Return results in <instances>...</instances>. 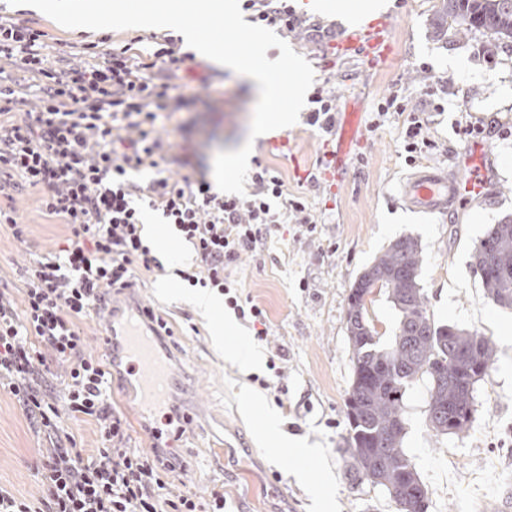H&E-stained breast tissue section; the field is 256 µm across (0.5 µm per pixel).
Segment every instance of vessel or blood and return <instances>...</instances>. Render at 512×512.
Here are the masks:
<instances>
[{
    "label": "vessel or blood",
    "mask_w": 512,
    "mask_h": 512,
    "mask_svg": "<svg viewBox=\"0 0 512 512\" xmlns=\"http://www.w3.org/2000/svg\"><path fill=\"white\" fill-rule=\"evenodd\" d=\"M388 19L382 18L367 27L343 34L342 48L373 61H383L391 53ZM361 133V113L351 107L342 112L336 123V155L331 178L345 175V161ZM498 192V180L491 155L484 141L476 139L455 160L454 176L423 171L410 177L405 189L409 208L417 212L443 213L451 207L467 208ZM112 355L126 361L131 374L145 387L147 399L158 405L168 397L174 372L156 354L147 332L133 315L114 318L110 326Z\"/></svg>",
    "instance_id": "b4317fda"
}]
</instances>
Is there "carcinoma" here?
<instances>
[{
  "instance_id": "1",
  "label": "carcinoma",
  "mask_w": 512,
  "mask_h": 512,
  "mask_svg": "<svg viewBox=\"0 0 512 512\" xmlns=\"http://www.w3.org/2000/svg\"><path fill=\"white\" fill-rule=\"evenodd\" d=\"M512 39V0H441L434 32L448 21ZM474 273L494 304L512 309V220L494 224L475 246ZM418 241L390 244L354 281L346 309L353 376L345 402L347 451L361 481L381 488L396 512H428L427 490L404 448V398L420 378L430 382L427 420L438 435L466 432L473 419L475 385L488 374L494 350L488 338L428 315L419 277ZM384 292L399 314L398 333L379 346L366 298Z\"/></svg>"
}]
</instances>
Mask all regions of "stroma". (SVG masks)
I'll return each mask as SVG.
<instances>
[{
	"label": "stroma",
	"mask_w": 512,
	"mask_h": 512,
	"mask_svg": "<svg viewBox=\"0 0 512 512\" xmlns=\"http://www.w3.org/2000/svg\"><path fill=\"white\" fill-rule=\"evenodd\" d=\"M291 0L299 18L277 35L302 55L314 71L313 90L331 95L337 111L354 104L362 111V144L341 182L327 181L322 161L333 135L299 116L295 125L268 138L250 139L256 86L231 69L197 58L185 61L181 82L195 89L194 104L177 113L185 129L163 165L172 179L212 173L218 152L251 144V159L261 162L284 183L289 195L303 198L307 223L283 224L260 254H245L232 272L268 316L266 342L229 309L220 318L202 317L189 297L191 286L176 274L172 252L188 242L172 235L170 250H159L163 270L141 273L130 292L114 303L136 297L166 322L160 343L181 372V385L168 407L142 405L134 376L116 370L114 404L130 425L132 446L150 450L152 428L176 406L191 422L174 449L181 468L174 480L203 492L224 489L229 512H395L382 490L349 476L345 401L352 378L345 315L355 279L395 240L410 236L422 248L420 285L429 314L489 338L495 361L474 391V418L460 435H439L427 421L428 389L418 381L406 393L404 448L428 490V512H506L512 505V311L491 303L472 269V251L492 224L512 218V41L484 30L465 31L448 23L432 36L430 21L439 0H391L388 60L371 62L344 55L334 42L344 31L336 19V0L306 9ZM0 18L45 32L51 68L77 64L86 48L102 39L130 46L134 55L152 53L167 32L65 29L40 12L0 0ZM444 80L443 109L433 112L423 89ZM410 95L413 108L426 111L427 131L435 150L416 162L405 160L401 122L388 117L378 130L369 123L385 96ZM482 127V139L498 170L500 188L471 208L423 215L402 200L408 177L420 170L454 173V158L467 145L465 123ZM194 154L184 165L185 154ZM17 220L26 224L25 240L0 230V282L22 287L29 262L54 251L69 230L48 217L37 189H12ZM244 341L255 362L242 366L228 359L227 348ZM281 367L274 375L269 362ZM277 379L285 395L260 379ZM259 400L247 407L244 394ZM276 428L261 430L267 417ZM40 442L13 396L0 390V488L37 500L35 474ZM315 449L316 459L302 460L298 447ZM456 466H449V455Z\"/></svg>",
	"instance_id": "stroma-1"
}]
</instances>
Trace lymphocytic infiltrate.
Wrapping results in <instances>:
<instances>
[{
  "instance_id": "f902f5d3",
  "label": "lymphocytic infiltrate",
  "mask_w": 512,
  "mask_h": 512,
  "mask_svg": "<svg viewBox=\"0 0 512 512\" xmlns=\"http://www.w3.org/2000/svg\"><path fill=\"white\" fill-rule=\"evenodd\" d=\"M43 37L27 25L0 22V61L39 81L38 106L19 122L0 124V167L40 190L45 213L70 231L58 252L26 268L20 298L0 290V387L49 442L35 466L40 499L0 489V512H224L223 490L171 487L175 465L163 449L183 434L188 416L172 412L166 428H153L152 452L129 448L128 424L112 407L111 369L86 352L80 325L109 291L131 287L136 273L162 269L144 242L148 207L196 251L195 270L180 271V278L218 290L225 307L266 340L265 310L228 269L243 253L266 250L276 225L301 223L306 205L288 197L283 181L263 166L243 196L220 193L203 178L134 183L132 171L159 168L173 147L157 136L158 120L196 100L182 84L156 75L160 68L179 71L184 57L165 46L144 62L128 47L105 46L58 72L47 65ZM390 114L402 120L408 162L435 149L407 96L395 91L379 103L373 128ZM276 199L281 208L273 207ZM71 420L96 424V453L79 448Z\"/></svg>"
}]
</instances>
